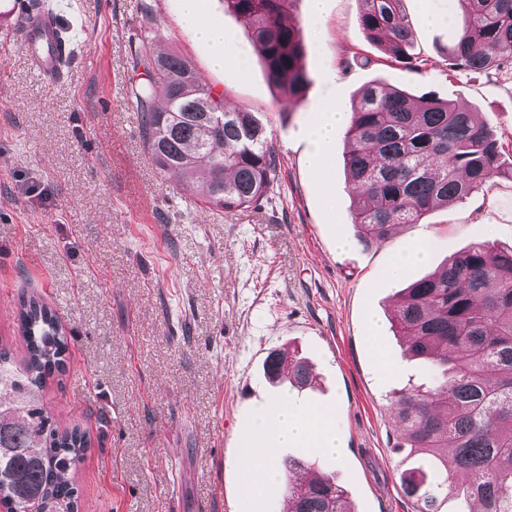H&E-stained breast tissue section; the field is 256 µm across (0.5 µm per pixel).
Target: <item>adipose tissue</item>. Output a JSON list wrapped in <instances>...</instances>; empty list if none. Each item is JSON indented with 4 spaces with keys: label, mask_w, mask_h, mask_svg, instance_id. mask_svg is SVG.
Wrapping results in <instances>:
<instances>
[{
    "label": "adipose tissue",
    "mask_w": 512,
    "mask_h": 512,
    "mask_svg": "<svg viewBox=\"0 0 512 512\" xmlns=\"http://www.w3.org/2000/svg\"><path fill=\"white\" fill-rule=\"evenodd\" d=\"M347 121L345 113L331 106L311 124L308 137L313 149L308 160L315 168L325 169L336 128ZM291 440L322 451L335 452L336 440L331 432L329 413L298 409L285 397L261 412L252 427L242 434L237 454L241 471L253 477L252 482L244 488L247 496H260L275 482L276 448Z\"/></svg>",
    "instance_id": "1"
}]
</instances>
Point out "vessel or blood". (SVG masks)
<instances>
[{
  "mask_svg": "<svg viewBox=\"0 0 512 512\" xmlns=\"http://www.w3.org/2000/svg\"><path fill=\"white\" fill-rule=\"evenodd\" d=\"M21 43L33 66L49 82L55 81L59 58L65 51L64 42L56 37L58 15L56 11L43 12L33 5H24L20 17Z\"/></svg>",
  "mask_w": 512,
  "mask_h": 512,
  "instance_id": "vessel-or-blood-1",
  "label": "vessel or blood"
}]
</instances>
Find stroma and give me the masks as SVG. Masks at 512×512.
Here are the masks:
<instances>
[{
  "instance_id": "obj_1",
  "label": "stroma",
  "mask_w": 512,
  "mask_h": 512,
  "mask_svg": "<svg viewBox=\"0 0 512 512\" xmlns=\"http://www.w3.org/2000/svg\"><path fill=\"white\" fill-rule=\"evenodd\" d=\"M150 2L148 18L141 0H52L82 44L68 77L46 86L20 44V0H0V345L24 358V297L51 307L66 332L65 370L47 378L40 402L56 429L91 437L71 473L79 512H280L283 486L245 496L235 452L283 394L330 409L337 448L292 444L280 457L335 475L354 512H413L390 405L426 372L403 358L390 309L470 245L512 246V63L453 68L462 15L430 25L421 0H403L412 52L426 62L413 72L366 38L361 0H325L319 15L291 0L310 78L297 100L268 82L249 27L224 0H201L202 21L229 36L221 69L183 25L181 0ZM150 23L156 52L182 55L227 104L260 113L279 161L261 209L203 208L195 188L155 171L127 103L128 38ZM375 80L476 112L502 146L505 174L365 248L354 241L344 136L323 176L307 163L304 131L326 106L350 111ZM425 237L438 242L431 255L387 279L395 254ZM272 351L305 358L314 380H268Z\"/></svg>"
}]
</instances>
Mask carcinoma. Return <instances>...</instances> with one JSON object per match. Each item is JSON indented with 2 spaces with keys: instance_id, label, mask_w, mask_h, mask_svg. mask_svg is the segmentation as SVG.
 I'll return each mask as SVG.
<instances>
[{
  "instance_id": "obj_1",
  "label": "carcinoma",
  "mask_w": 512,
  "mask_h": 512,
  "mask_svg": "<svg viewBox=\"0 0 512 512\" xmlns=\"http://www.w3.org/2000/svg\"><path fill=\"white\" fill-rule=\"evenodd\" d=\"M288 0H225L251 25L268 80L296 99L309 85L299 28ZM359 23L412 69L414 33L402 0H362ZM465 25L451 49L454 66L498 69L512 61V0H455ZM159 29L131 38L143 69L128 100L155 168L201 186L202 207L225 212L268 199L279 163L264 121L247 108L229 109L224 94L199 81L175 54H158ZM165 108L156 105L158 98ZM346 167L355 186L356 240L367 248L399 224H417L432 210L483 189L501 163L498 143L475 114L434 95L417 99L373 81L358 92L345 134ZM406 354L429 368L430 380L392 397L399 424V482L414 512H512V248L476 243L435 274L403 289L394 316ZM18 327L27 357L16 364L0 348V506L15 512H78L69 471L90 447L87 431L64 433L39 404L46 379L63 366L67 336L53 310L20 300ZM272 380L307 383L296 356L271 352ZM305 463L281 461L289 512H353L334 477H306Z\"/></svg>"
}]
</instances>
